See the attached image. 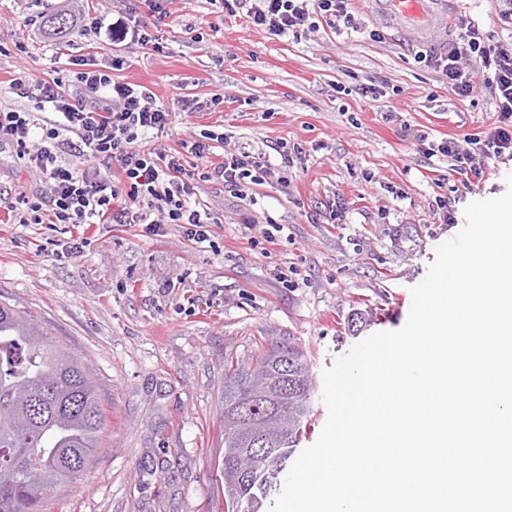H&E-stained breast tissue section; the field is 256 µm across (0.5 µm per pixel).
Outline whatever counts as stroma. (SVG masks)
Listing matches in <instances>:
<instances>
[{
  "instance_id": "stroma-1",
  "label": "stroma",
  "mask_w": 512,
  "mask_h": 512,
  "mask_svg": "<svg viewBox=\"0 0 512 512\" xmlns=\"http://www.w3.org/2000/svg\"><path fill=\"white\" fill-rule=\"evenodd\" d=\"M120 5L0 0V79L20 70L31 83L65 78L71 60L122 54L114 81L145 86L169 107L184 96L213 103L172 115L149 148L171 151L211 131L223 144L209 160L187 156L188 167L234 150L264 156L273 171L244 200L197 181L211 241H190L173 224L157 236L97 224L89 245L60 261L56 231L10 219L16 194L41 186L0 152V301L37 317L92 367L107 410L92 467L51 492L43 512H224L225 354L245 361L260 342L301 346L314 392L299 446L315 443L328 419L323 370L369 336L403 327L411 287L459 232L437 199L464 206L501 196L512 160L476 159L465 185L447 158L420 152L422 134L438 142L490 131L495 103L455 95L405 47L402 19L384 17L373 0H351L358 31L302 26L287 37L253 25L245 9L226 11L224 0H168L159 52L83 34L81 13L108 19ZM54 13L73 20L60 39L40 25ZM448 16L472 18L492 41L512 38L496 0H449ZM372 28L379 39L368 37ZM284 145L302 149L289 167ZM337 198L346 211L326 223ZM267 224L279 227L275 241L260 231Z\"/></svg>"
}]
</instances>
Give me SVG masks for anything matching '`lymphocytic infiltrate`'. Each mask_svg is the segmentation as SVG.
<instances>
[{
	"label": "lymphocytic infiltrate",
	"instance_id": "1",
	"mask_svg": "<svg viewBox=\"0 0 512 512\" xmlns=\"http://www.w3.org/2000/svg\"><path fill=\"white\" fill-rule=\"evenodd\" d=\"M246 8L255 26L285 36L298 26L355 28L351 0H232ZM147 6L157 22L169 13L161 0H128L111 24L85 19L91 38L120 35L131 43H154L136 13ZM447 47L424 54L426 63L445 76L460 97L488 92L498 111L497 124L482 137L446 139L438 143L420 136L427 156L447 157L454 172H474L476 158L512 156V41L486 43L474 22L457 18ZM122 57L94 68L78 69L73 82L50 77L29 91L19 77L0 81V96L31 98V106L0 107V145H7L14 162L36 176L43 192L18 193L9 210L20 224H141L156 235L165 225H180L188 239L202 243L211 236V217L190 203L195 187L187 177L185 154L206 158L211 146L204 138L185 150L155 152L143 149L148 134L162 135L170 123L169 109L158 106L155 94L113 80ZM84 87L98 101L77 99L72 86ZM268 162L245 153L225 152L222 162L203 168L198 179L223 182L225 189L243 194L247 185L263 184Z\"/></svg>",
	"mask_w": 512,
	"mask_h": 512
}]
</instances>
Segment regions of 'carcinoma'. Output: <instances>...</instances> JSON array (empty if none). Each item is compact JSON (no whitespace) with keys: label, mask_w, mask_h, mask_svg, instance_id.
Listing matches in <instances>:
<instances>
[{"label":"carcinoma","mask_w":512,"mask_h":512,"mask_svg":"<svg viewBox=\"0 0 512 512\" xmlns=\"http://www.w3.org/2000/svg\"><path fill=\"white\" fill-rule=\"evenodd\" d=\"M69 20H43L60 38ZM266 398H249L252 379L240 360L224 357V512H261L295 451L309 413L307 355L293 343L258 348ZM106 414L88 366L38 325L0 301V512H42L45 495L86 473ZM253 474L235 481L241 456Z\"/></svg>","instance_id":"1"}]
</instances>
